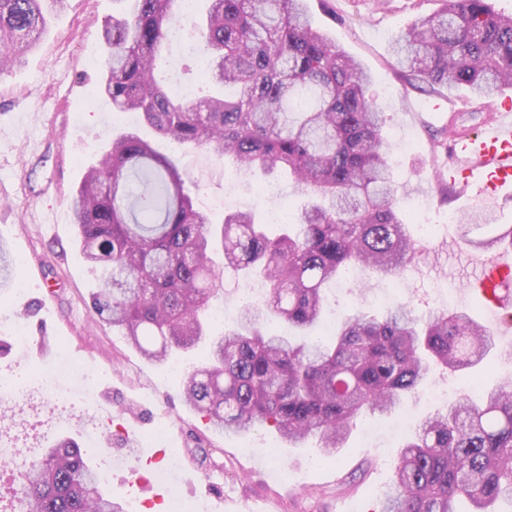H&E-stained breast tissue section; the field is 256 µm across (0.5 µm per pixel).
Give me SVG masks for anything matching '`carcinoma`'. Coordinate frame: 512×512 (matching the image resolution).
I'll list each match as a JSON object with an SVG mask.
<instances>
[{"mask_svg": "<svg viewBox=\"0 0 512 512\" xmlns=\"http://www.w3.org/2000/svg\"><path fill=\"white\" fill-rule=\"evenodd\" d=\"M65 2L0 0V71L36 47L47 15ZM122 2L102 30L95 94L258 185L283 173L308 195L271 238L250 210L213 223L174 160L134 131L113 135L88 166L72 211L81 254L100 273L93 312L153 362L207 344L209 359L183 380L189 406L226 434L269 426L291 448L316 437L333 459L362 413L387 412L433 370L472 368L497 348L493 331L467 313L438 310L423 321L405 301L381 316L354 313L328 339H300L339 274L361 267L395 278L419 251L394 194L371 75L313 27L305 0H207L201 18L184 16L181 0ZM443 2L396 40L405 75L479 100L512 86V15L489 0ZM183 20L219 89L202 100L176 95L156 75ZM497 220L492 209L468 218L465 247L512 246V225ZM16 266L1 245V288ZM226 268L260 280L265 295L212 335L206 312ZM274 319L297 335L274 333ZM15 468L26 512H127L69 438ZM503 499L512 501V378L425 419L400 451L385 503L388 512H459L460 502L496 512Z\"/></svg>", "mask_w": 512, "mask_h": 512, "instance_id": "obj_1", "label": "carcinoma"}]
</instances>
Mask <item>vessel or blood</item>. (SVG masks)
<instances>
[{
  "label": "vessel or blood",
  "mask_w": 512,
  "mask_h": 512,
  "mask_svg": "<svg viewBox=\"0 0 512 512\" xmlns=\"http://www.w3.org/2000/svg\"><path fill=\"white\" fill-rule=\"evenodd\" d=\"M448 179L478 201L512 191V102L494 106L477 132L450 138ZM472 282L486 300L487 314L511 309L512 254L500 252L478 262Z\"/></svg>",
  "instance_id": "b4317fda"
}]
</instances>
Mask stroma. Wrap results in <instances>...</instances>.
Wrapping results in <instances>:
<instances>
[{
  "label": "stroma",
  "mask_w": 512,
  "mask_h": 512,
  "mask_svg": "<svg viewBox=\"0 0 512 512\" xmlns=\"http://www.w3.org/2000/svg\"><path fill=\"white\" fill-rule=\"evenodd\" d=\"M307 5L313 25L373 77L370 93L387 115L385 146L396 195L416 217L409 233L418 236L422 221L437 227L395 283L368 274L332 283L320 334H329L353 311L383 313L392 291L411 302L418 316L448 307L488 325L500 339L512 338V324L488 320L483 299L468 289L476 255L463 246L448 217L475 214L482 206L441 181L446 158L438 140L447 122L431 106L443 99L454 103L461 131L478 129L486 114L467 90L433 88L404 77L392 53L397 38L437 13L443 0H307ZM115 9L112 0H67L35 50L0 73V243L18 259L15 277L25 285L21 292L0 288V315L18 316L26 327L20 343L0 327V340L11 346L0 356V379L25 385L62 353L77 371L94 374L95 391L111 401L112 411L100 418L102 433L94 444L86 437L87 403L79 393L65 410L26 411L0 422V438L23 457L57 438H73L88 465L106 472L113 495L151 501L150 512H166V506L154 502V485L138 482L150 467L131 454L134 446L152 449L163 461L179 460L184 474L176 495L188 512H205L209 491L241 504L265 500L268 512H380L382 491L408 438L401 425L417 428L429 415L473 395L474 383L489 388L512 378V357L498 348L479 366L449 375L445 398L431 399L423 390L390 412L365 414L336 458L324 464L314 438L291 448L273 432H215L182 398V372L204 360L205 348L181 354V369L173 371L170 363L146 359L91 308L95 275L80 253L71 197L112 133L127 126L122 114L93 94L101 80V31ZM154 141L160 153L173 156L197 203L215 222L224 219L227 196L264 219L280 201L295 211L306 200L279 176L269 177L266 196H256L253 181L229 177L206 151L176 152L168 142Z\"/></svg>",
  "instance_id": "1"
}]
</instances>
